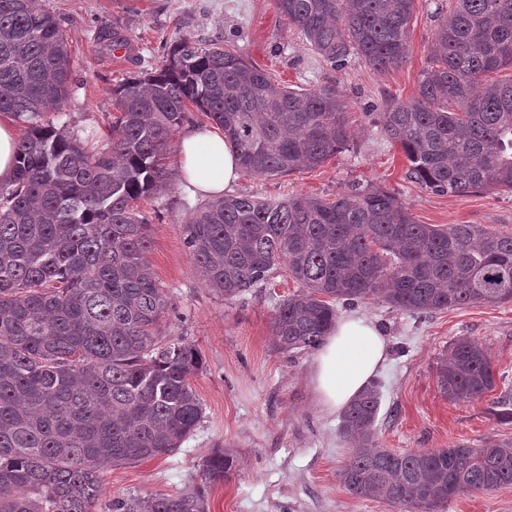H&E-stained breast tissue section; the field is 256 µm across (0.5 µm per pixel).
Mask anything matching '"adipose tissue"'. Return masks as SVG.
I'll return each mask as SVG.
<instances>
[{"label": "adipose tissue", "instance_id": "ef3b65f1", "mask_svg": "<svg viewBox=\"0 0 512 512\" xmlns=\"http://www.w3.org/2000/svg\"><path fill=\"white\" fill-rule=\"evenodd\" d=\"M179 183L189 196L220 198L240 176L237 153L218 127L195 125L179 137L176 151ZM387 341L379 327L359 314L337 318L311 364L316 406L334 414L367 386L386 359Z\"/></svg>", "mask_w": 512, "mask_h": 512}]
</instances>
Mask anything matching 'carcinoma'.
Wrapping results in <instances>:
<instances>
[{"mask_svg":"<svg viewBox=\"0 0 512 512\" xmlns=\"http://www.w3.org/2000/svg\"><path fill=\"white\" fill-rule=\"evenodd\" d=\"M331 65L353 58L378 73L406 62L415 0H274ZM437 30L416 93L383 115L408 177L437 195L512 191V0L436 7ZM99 41L121 47L118 25ZM60 23L40 0H0V114L23 120L14 180L0 185V512H94L100 465L170 454L203 404L190 379L199 352L164 334L172 303L148 253L139 202L169 183L166 156L188 105L224 129L241 170L287 176L350 147L347 105L331 88L295 90L219 42L181 40L166 66L112 92V141L87 150L45 115L70 95ZM185 244L209 288L232 300L281 266L299 289L276 306L280 349L317 350L336 303L376 296L416 314L512 302V233L478 224L417 223L394 192L354 182L327 201L249 194L198 207ZM450 401L480 398L495 371L460 339L436 362ZM380 391L342 415L354 445L346 490L399 512H438L451 498L512 486V443L393 452L375 449ZM229 453L202 464L206 487L116 497L106 512H209L206 488L227 480Z\"/></svg>","mask_w":512,"mask_h":512,"instance_id":"obj_1","label":"carcinoma"}]
</instances>
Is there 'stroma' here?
<instances>
[{
    "label": "stroma",
    "mask_w": 512,
    "mask_h": 512,
    "mask_svg": "<svg viewBox=\"0 0 512 512\" xmlns=\"http://www.w3.org/2000/svg\"><path fill=\"white\" fill-rule=\"evenodd\" d=\"M60 20L73 61L70 97L50 113L87 147L107 146L117 115L112 90L143 71L165 66L182 39L223 40L275 80L293 89L340 91L350 104L348 151L322 166L288 176L241 175L232 194L260 200L293 195L334 199L352 182L397 193L420 224H478L512 232V192L435 195L408 178L409 162L382 129L391 97L408 99L428 66L437 6L453 0H416L409 53L397 69L376 73L359 60L342 68L316 54L274 0H42ZM119 24L126 48L97 41L102 26ZM180 186L141 202L151 224L148 254L173 310L166 333L195 345L204 369L191 385L204 408L200 423L180 448L136 464L105 467L102 503L128 494H177L202 486V463L215 450L235 455L234 471L208 491L209 512H398L352 496L337 472L352 444L339 432L340 415L316 407L309 384L314 354L282 351L272 333L277 302L297 288L277 268L261 287L224 300L208 288L185 245L184 225L197 208ZM374 319L388 340V355L373 381L381 392L376 421L379 448L395 452L479 445L492 437L512 441V423L493 410L512 405V303L474 304L411 314L366 297L337 304ZM477 342L495 370V387L470 402H451L437 387L436 359L459 339ZM442 512H512V486L460 494Z\"/></svg>",
    "instance_id": "obj_1"
}]
</instances>
